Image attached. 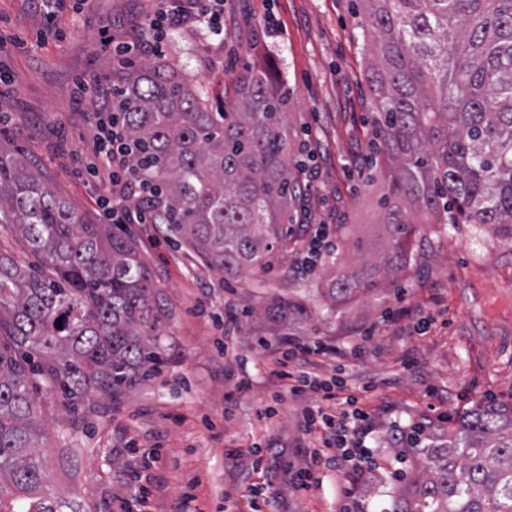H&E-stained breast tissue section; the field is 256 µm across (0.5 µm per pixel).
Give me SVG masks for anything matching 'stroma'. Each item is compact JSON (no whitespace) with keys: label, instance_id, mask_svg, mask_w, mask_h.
I'll list each match as a JSON object with an SVG mask.
<instances>
[{"label":"stroma","instance_id":"stroma-1","mask_svg":"<svg viewBox=\"0 0 512 512\" xmlns=\"http://www.w3.org/2000/svg\"><path fill=\"white\" fill-rule=\"evenodd\" d=\"M162 0H0V30L25 42L0 52L10 77L0 88V150L35 164L81 215L101 223L93 183L81 176L80 151L92 137L90 101L75 102L81 74L111 77L102 41H121ZM359 0H224V37L195 26L169 32L164 58L205 89L211 105L233 96L243 68L268 66L289 90V168L308 191L295 207L291 240L272 271L225 286L162 224H116L133 238L170 315L159 329L161 371L117 397L94 393L67 411L60 393L38 390L55 490L91 512H178L182 493L201 512H244L253 489L261 512H341L344 471L325 468L323 484L296 491L291 474L319 443L300 427L303 401L276 386V327L264 318L272 298L296 290L312 319L300 338L357 346L344 369L348 394L378 417L370 477L355 497L364 512H384L397 466L394 423L447 430L473 405L512 403V238L496 224H420L409 243L410 267L378 278L373 289L329 311L320 293L330 279L307 262L297 239L306 224L325 225L347 272L379 260L384 234L383 179L368 158L375 140L366 81L373 53ZM345 225L338 239L337 225ZM238 322L225 338L222 314ZM247 386H239L240 378ZM233 400H225L226 392ZM78 465L77 478L63 472Z\"/></svg>","mask_w":512,"mask_h":512}]
</instances>
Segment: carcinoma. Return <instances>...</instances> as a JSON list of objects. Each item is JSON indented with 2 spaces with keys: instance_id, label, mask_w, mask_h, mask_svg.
<instances>
[{
  "instance_id": "1",
  "label": "carcinoma",
  "mask_w": 512,
  "mask_h": 512,
  "mask_svg": "<svg viewBox=\"0 0 512 512\" xmlns=\"http://www.w3.org/2000/svg\"><path fill=\"white\" fill-rule=\"evenodd\" d=\"M367 2L389 240L381 265L327 284L333 304L410 264L413 213L428 224H498L512 238V0ZM112 76L129 164L156 221L227 275L268 270L301 195L288 172L282 83L246 69L215 108L203 86L160 58ZM0 224L40 262L32 269L0 252V512H81L45 467L33 379L58 386L70 409L130 388L161 364L168 313L133 240L87 221L25 158L2 151ZM265 318L289 331L310 313L294 292ZM414 452L388 512H512V405L478 404Z\"/></svg>"
}]
</instances>
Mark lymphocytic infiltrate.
I'll return each mask as SVG.
<instances>
[{"label":"lymphocytic infiltrate","mask_w":512,"mask_h":512,"mask_svg":"<svg viewBox=\"0 0 512 512\" xmlns=\"http://www.w3.org/2000/svg\"><path fill=\"white\" fill-rule=\"evenodd\" d=\"M224 0H194L192 7H185L182 0H170L166 8L157 14L146 16L125 41L112 47L113 62H121L135 56H144L160 50L167 30L180 26L185 20H193L211 35L224 32ZM80 88L95 99L97 133L85 151L89 162L85 173L101 187V215L109 224H148L153 220L151 211L139 205L142 183L127 163V137L121 124L113 87L106 80L93 78L81 83ZM279 351L283 369L280 380L286 381L291 395L300 397L314 392L320 395V405L308 408L304 415L305 425L323 423L329 437L323 449L310 452L302 467L293 474L296 490H310L320 483L319 467L334 466L347 470L349 485L343 488V497L353 495V487L366 479L368 469L361 451L366 438L373 430L372 417L357 408L355 396H348L347 409L339 415L328 413L323 403L335 399L343 391L341 378L329 380L313 372L315 357L323 356L343 362L345 349L333 343L319 342L313 345L288 336L280 341Z\"/></svg>","instance_id":"obj_1"}]
</instances>
